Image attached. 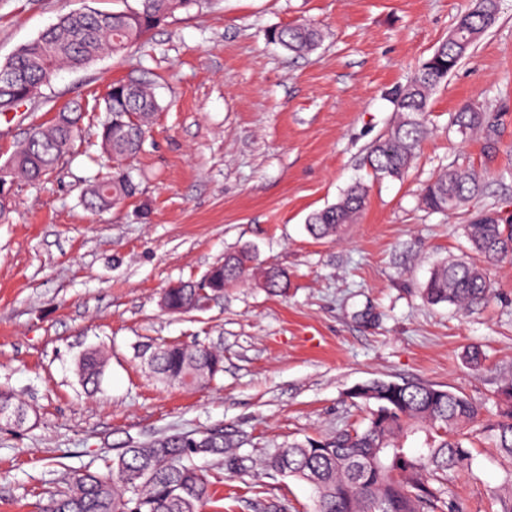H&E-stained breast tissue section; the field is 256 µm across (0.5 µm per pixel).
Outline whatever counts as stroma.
Returning a JSON list of instances; mask_svg holds the SVG:
<instances>
[{
  "instance_id": "35a3bbf8",
  "label": "stroma",
  "mask_w": 512,
  "mask_h": 512,
  "mask_svg": "<svg viewBox=\"0 0 512 512\" xmlns=\"http://www.w3.org/2000/svg\"><path fill=\"white\" fill-rule=\"evenodd\" d=\"M129 2L0 0V64L70 11ZM473 5L197 0L145 45L60 70L14 116L0 114V166L67 104L86 114L53 171L14 183L0 223V387L29 411L25 425H0V512H39L69 470H104L113 449L135 441L221 426L259 460L360 426L367 412L348 393L374 378L422 380L495 412L497 387L512 377V263L492 267L496 298L469 312L428 304L421 287L437 262L469 250V213L512 216V0H499L498 23L431 95V132L405 177L377 176L367 163L397 119L396 92ZM302 21L321 31L314 51L269 40ZM117 80L154 84L161 109L144 152L122 164L136 195L93 213L82 199L106 173L95 132ZM471 104L500 113L496 149L452 127ZM453 165L489 170L486 191L453 215L425 210L423 185ZM356 181L368 196L355 222L337 237L310 236L308 215ZM244 245L287 273L285 294L252 279L201 312L161 309L166 288ZM151 339L216 347L223 370L203 387L161 384L139 355ZM89 346L109 353L93 394L76 366ZM482 428L471 427V469L449 476L461 512H494L505 478ZM200 465L217 479L220 506L207 512L313 510L305 482L231 474L211 458Z\"/></svg>"
}]
</instances>
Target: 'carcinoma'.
Returning a JSON list of instances; mask_svg holds the SVG:
<instances>
[{
	"instance_id": "1",
	"label": "carcinoma",
	"mask_w": 512,
	"mask_h": 512,
	"mask_svg": "<svg viewBox=\"0 0 512 512\" xmlns=\"http://www.w3.org/2000/svg\"><path fill=\"white\" fill-rule=\"evenodd\" d=\"M120 12H69L36 38L22 45L0 70L21 79L10 97L22 106L35 97L62 66L78 69L104 54L117 55L139 41L179 9L195 0H135ZM498 0H475L453 30L419 71L398 91L396 110L402 118L371 146L367 161L373 170L394 180L407 173L422 142L429 135L425 122L428 101L439 85L468 56L477 40L498 22ZM269 39L292 53L303 54L318 45L320 33L308 24L275 29ZM100 120L101 148L115 162L144 150L147 128L160 104L147 85L116 82L104 99ZM80 106L58 112L49 126L37 125L0 168V181L13 184L20 175L36 182L66 154L80 132ZM458 132L484 135L496 147L499 113L467 106L453 120ZM485 177L473 169L450 168L423 189L422 205L432 211L454 212L479 196ZM130 175L115 171L93 182L84 196L87 209L97 211L134 196ZM366 189L356 184L335 204L313 212L307 230L315 238L337 235L353 222L365 204ZM463 233L477 258L457 259L432 269L423 293L431 304L448 303L469 310L485 304L493 293L490 268L512 261V220L492 217V211L473 214ZM252 251L243 247L224 255L209 271V285L217 293L259 271L264 288L273 294L286 289L285 273L276 267L254 266ZM196 282H181L165 291L164 309L172 314L194 311ZM158 380L167 385L211 383L223 368L222 354L210 347L179 343L151 344L143 349ZM107 358L97 348L78 361L79 378L91 390L99 388ZM503 409L486 426L485 434L504 459L506 477L495 494L496 512H512V378L498 389ZM368 409L362 427L294 441L266 457V470L309 483L314 512H459L449 498L448 472L471 468L472 452L465 445V429L479 409L466 397L434 384L415 380L372 379L350 392ZM24 415L26 409L13 391L0 389V421ZM205 448L193 445L185 433L162 435L115 449L107 472L75 470L66 487L53 494L42 512H203L210 501L211 481L198 468L197 457L224 460V466L246 474L252 459L237 453L239 441L222 428L206 434Z\"/></svg>"
}]
</instances>
